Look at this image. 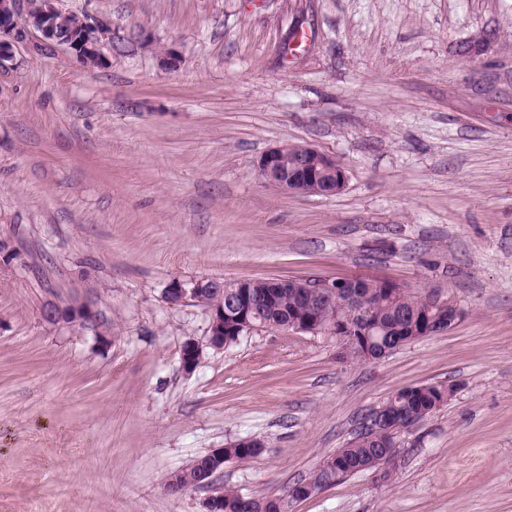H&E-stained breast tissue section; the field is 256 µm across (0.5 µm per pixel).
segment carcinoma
Here are the masks:
<instances>
[{"label": "carcinoma", "instance_id": "carcinoma-1", "mask_svg": "<svg viewBox=\"0 0 512 512\" xmlns=\"http://www.w3.org/2000/svg\"><path fill=\"white\" fill-rule=\"evenodd\" d=\"M358 297L357 307L350 309V324L353 330L371 329V335L359 336L351 334L346 340L343 356L355 360L365 358V352L372 356L384 353L402 335L399 330L401 316L408 314L411 318L420 319L426 316L427 300L420 293H413L406 288L395 290L387 287V280L359 276L351 284ZM274 290L266 279H254L248 291L257 303L256 320L262 319L271 325H290L296 321L308 319L320 322L330 321L335 310L327 305H310L300 298L294 288L281 287L273 300L264 302L265 292ZM447 386L443 384H422L415 387L402 388L393 393L388 402L393 405L396 419L393 429H407L430 415V411L442 402V395ZM389 448L380 447L378 440L356 432L349 445L340 448L333 455L336 459V470L332 472L315 471L310 475L316 488L322 489L336 484L347 476L364 472L377 471L383 468V461ZM224 453L230 462L244 463L260 453L258 448H226ZM198 469L183 470L169 482L171 491L183 490L197 486ZM224 512H287V508H279L276 497L268 495H244L232 489H224Z\"/></svg>", "mask_w": 512, "mask_h": 512}]
</instances>
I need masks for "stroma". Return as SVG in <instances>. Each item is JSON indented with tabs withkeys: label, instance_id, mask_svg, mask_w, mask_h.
<instances>
[{
	"label": "stroma",
	"instance_id": "35a3bbf8",
	"mask_svg": "<svg viewBox=\"0 0 512 512\" xmlns=\"http://www.w3.org/2000/svg\"><path fill=\"white\" fill-rule=\"evenodd\" d=\"M111 18L108 64L19 46L0 70V512H205L278 495L397 390L454 394L395 437L392 477L289 512H512V0H60ZM174 49L177 67L160 51ZM312 146L332 196L266 186ZM386 278L462 309L377 361L260 329L217 350L174 279ZM93 300L102 345L44 320ZM203 349L193 372L184 342ZM207 487L171 475L241 439ZM224 494V499L220 494L211 495L205 502L206 512H259L264 506L268 509L266 512H287L288 506H279L274 500H281V497H288V489L282 496L268 495H244L238 491L224 488V491H218Z\"/></svg>",
	"mask_w": 512,
	"mask_h": 512
}]
</instances>
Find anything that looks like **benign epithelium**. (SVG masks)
<instances>
[{"label":"benign epithelium","mask_w":512,"mask_h":512,"mask_svg":"<svg viewBox=\"0 0 512 512\" xmlns=\"http://www.w3.org/2000/svg\"><path fill=\"white\" fill-rule=\"evenodd\" d=\"M59 0H43L39 9H34L31 0H0V69L13 60L17 46L27 42L33 32L40 34L41 42L33 45L39 49L45 46H60L80 61L86 68H102L107 63L103 52L106 45L112 43V21L97 15H85L81 22L72 27L68 34H62V22L69 13L58 7ZM284 147L277 146L262 154L257 162L258 176L269 186L283 194L336 195L347 181V176L336 177V158L313 147H306L292 167L283 166ZM349 279L334 278H297L294 285L298 295L305 301H336V289L346 288ZM249 280L235 283L241 289V303L233 306L234 335L241 336L256 329L249 317L246 287ZM221 290L224 283L213 279L170 281L165 291L166 301L179 306L196 302V297L204 289ZM431 308L448 313V326L455 325L462 317V310L451 300H444L435 294H428ZM224 304L209 309V345L217 350L224 348ZM43 316L52 324H78L92 331L98 343H110L107 318L92 301H81L60 305L48 303L43 308ZM292 331L318 335L326 333L339 336L336 324H316L309 322L295 325ZM202 357V348L191 341L183 344L181 364L183 370L194 371ZM201 476L205 477L224 466V449L217 448L206 455L201 463Z\"/></svg>","instance_id":"benign-epithelium-1"}]
</instances>
